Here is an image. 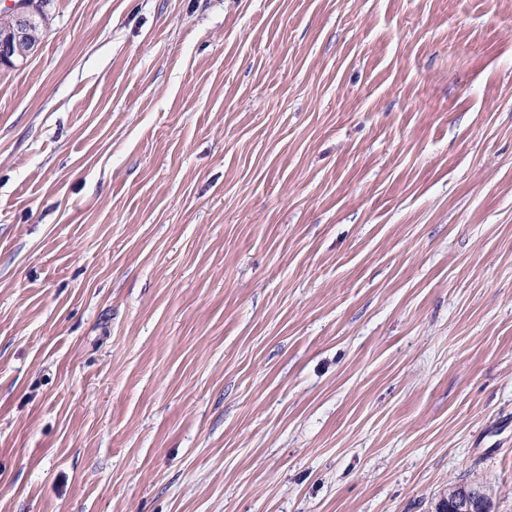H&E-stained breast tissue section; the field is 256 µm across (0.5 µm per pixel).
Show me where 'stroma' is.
Segmentation results:
<instances>
[{
    "label": "stroma",
    "instance_id": "obj_1",
    "mask_svg": "<svg viewBox=\"0 0 512 512\" xmlns=\"http://www.w3.org/2000/svg\"><path fill=\"white\" fill-rule=\"evenodd\" d=\"M0 70V512H512V0H52ZM455 509L454 512H489L488 497L480 488H464L456 497Z\"/></svg>",
    "mask_w": 512,
    "mask_h": 512
}]
</instances>
